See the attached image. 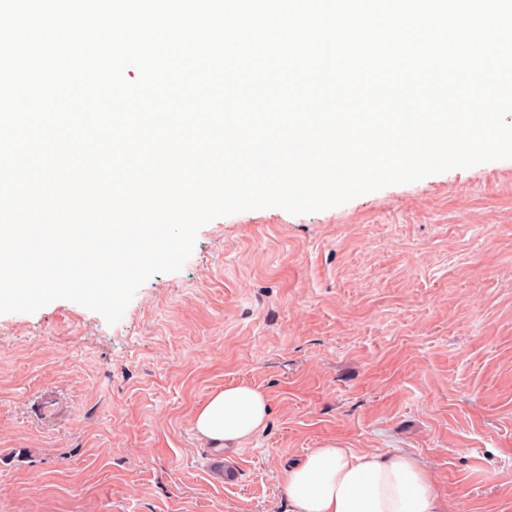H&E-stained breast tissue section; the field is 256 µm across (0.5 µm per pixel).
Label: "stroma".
Wrapping results in <instances>:
<instances>
[{"mask_svg": "<svg viewBox=\"0 0 512 512\" xmlns=\"http://www.w3.org/2000/svg\"><path fill=\"white\" fill-rule=\"evenodd\" d=\"M243 382L270 416L225 486L193 416ZM330 442L512 512V160L216 218L113 325L0 314V512H288L282 471Z\"/></svg>", "mask_w": 512, "mask_h": 512, "instance_id": "1", "label": "stroma"}]
</instances>
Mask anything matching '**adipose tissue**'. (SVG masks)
Instances as JSON below:
<instances>
[{
	"mask_svg": "<svg viewBox=\"0 0 512 512\" xmlns=\"http://www.w3.org/2000/svg\"><path fill=\"white\" fill-rule=\"evenodd\" d=\"M267 395L248 384L213 392L194 413L200 441L240 445L264 430ZM291 512H448L421 458L400 452L355 453L333 444L312 449L282 475Z\"/></svg>",
	"mask_w": 512,
	"mask_h": 512,
	"instance_id": "obj_1",
	"label": "adipose tissue"
}]
</instances>
